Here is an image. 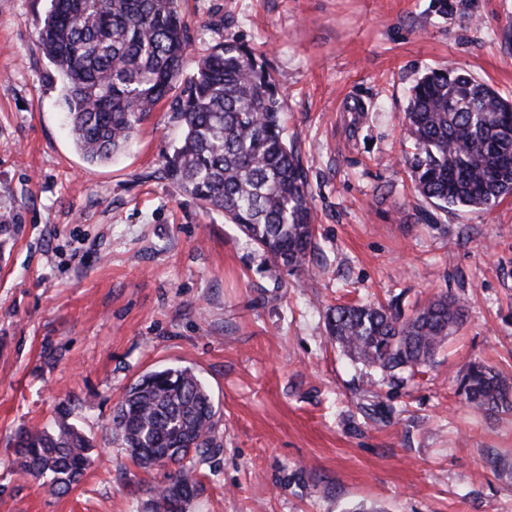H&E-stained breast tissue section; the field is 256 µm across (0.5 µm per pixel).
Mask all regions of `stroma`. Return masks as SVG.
<instances>
[{"label": "stroma", "mask_w": 512, "mask_h": 512, "mask_svg": "<svg viewBox=\"0 0 512 512\" xmlns=\"http://www.w3.org/2000/svg\"><path fill=\"white\" fill-rule=\"evenodd\" d=\"M49 0H0V512H144L166 469L111 437L125 388L187 366L218 445L186 512H512V415L456 394L476 360L512 374V197L442 212L405 156L410 91L451 65L512 100V0H180L192 55L263 51L308 167L313 274L278 269L158 172L181 130L161 103L131 146L86 161L37 47ZM465 322L426 373L380 374L326 331L330 306L439 292ZM69 405L96 440L69 494L11 464L19 429ZM499 454L504 467L487 463Z\"/></svg>", "instance_id": "stroma-1"}]
</instances>
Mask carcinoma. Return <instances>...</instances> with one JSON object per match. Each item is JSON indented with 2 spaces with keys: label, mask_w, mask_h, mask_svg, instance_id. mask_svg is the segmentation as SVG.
<instances>
[{
  "label": "carcinoma",
  "mask_w": 512,
  "mask_h": 512,
  "mask_svg": "<svg viewBox=\"0 0 512 512\" xmlns=\"http://www.w3.org/2000/svg\"><path fill=\"white\" fill-rule=\"evenodd\" d=\"M187 26L179 0H50L38 47L61 83L73 142L89 162L124 150L158 103L170 100L182 132L161 177L224 220L278 267L310 273L315 249L308 168L282 121L278 81L261 56L234 38L213 45L186 77ZM512 102L446 67L419 78L405 123L415 190L438 209H491L512 195ZM463 303L438 294L404 317L393 306L337 305L327 329L344 350L391 377L428 365L464 322ZM456 393L485 416L512 413V378L471 363ZM217 411L189 367L139 377L112 413L111 432L139 468L169 469L148 488L150 512H184L202 490L201 467L216 447ZM60 418L15 435L12 465L49 478L66 495L92 464L93 440Z\"/></svg>",
  "instance_id": "cac0c4a2"
}]
</instances>
